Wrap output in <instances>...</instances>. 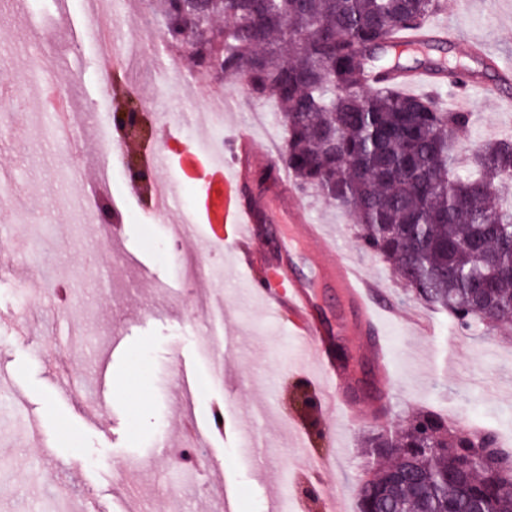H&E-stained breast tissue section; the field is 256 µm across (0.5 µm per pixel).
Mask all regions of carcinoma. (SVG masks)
<instances>
[{
    "label": "carcinoma",
    "instance_id": "obj_1",
    "mask_svg": "<svg viewBox=\"0 0 512 512\" xmlns=\"http://www.w3.org/2000/svg\"><path fill=\"white\" fill-rule=\"evenodd\" d=\"M161 41L220 60L253 100L277 102L280 162L299 189L344 207L362 247L390 262L420 302L477 330L512 326V135L460 161L473 115L437 91L406 95L376 73L427 59L446 73L460 58L397 49L395 33L424 25L442 0H153ZM492 430L448 426L422 412L393 434L372 432L376 456L358 512H512V457Z\"/></svg>",
    "mask_w": 512,
    "mask_h": 512
}]
</instances>
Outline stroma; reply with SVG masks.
<instances>
[{
    "instance_id": "stroma-1",
    "label": "stroma",
    "mask_w": 512,
    "mask_h": 512,
    "mask_svg": "<svg viewBox=\"0 0 512 512\" xmlns=\"http://www.w3.org/2000/svg\"><path fill=\"white\" fill-rule=\"evenodd\" d=\"M55 10L54 0H0V104L14 107L0 129V181L16 199L14 210H0V271L10 286L0 293V373L15 400L0 403V512H209L226 483L240 512H268L277 488L290 512H329L328 484L355 512L367 463L361 442L375 426L431 409L455 427L485 426L502 438L512 433V327L468 331L423 306L388 262L361 247L351 215L311 193L303 201L314 222L341 254L362 265L382 308L402 312L383 320L395 386L384 414L343 425L325 403L314 361L301 356L291 323L246 297L247 273L230 253L198 258L224 270L213 287L224 298V325L214 328L213 347L200 350L202 289L183 278L184 254L170 249L172 226L154 216L147 187L124 182L115 195L123 227L117 246L137 255L140 265L107 257L100 228L77 202L89 195L94 168L71 177L11 80L37 58L49 59L56 83L81 81V93L97 105L88 140L114 139L113 83L156 91L155 56L139 57L136 76H114L97 54V37L77 30V0H68L67 17ZM441 26L493 46L496 65L512 67V0H443L427 22L431 30ZM223 91L225 140L248 127L259 148L284 147L275 101H250L232 82ZM455 108L474 115L463 153L512 131V105L479 88ZM206 111L168 91L160 111L146 115L150 138L131 144L130 155L152 158L166 130L197 138L194 125L173 116ZM258 234L268 250H287L296 276L313 286L325 326L341 327L350 313L336 290L325 287L306 249L289 248L291 225L262 224ZM18 316L30 338L10 329ZM137 351L143 367L131 378L127 365ZM103 355L110 359V396L91 419L86 410ZM185 373L203 386L190 413L181 405ZM65 378L80 389L60 394ZM125 380L147 393L143 411L121 394ZM216 409L224 414L222 430L196 441L193 428L208 424ZM28 414L37 418L36 430L21 427ZM330 425L337 429L332 438ZM64 427L78 433L79 447L59 443ZM179 439L199 446V463L177 464L157 453V446Z\"/></svg>"
}]
</instances>
